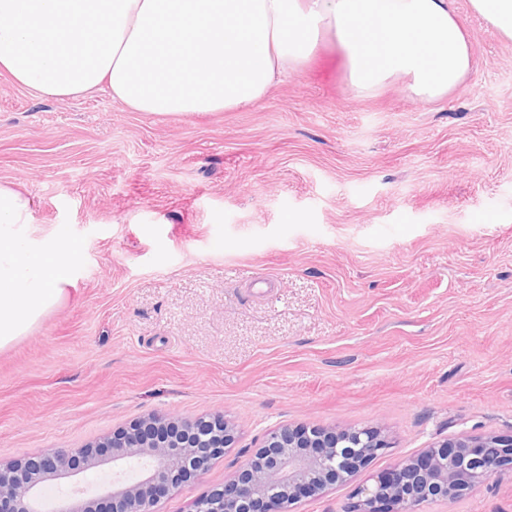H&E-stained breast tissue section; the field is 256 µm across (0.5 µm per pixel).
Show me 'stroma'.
I'll return each instance as SVG.
<instances>
[{"label":"stroma","mask_w":512,"mask_h":512,"mask_svg":"<svg viewBox=\"0 0 512 512\" xmlns=\"http://www.w3.org/2000/svg\"><path fill=\"white\" fill-rule=\"evenodd\" d=\"M474 66L427 103L349 89L325 43L251 108L135 112L0 73V182L77 246L64 302L0 350V461L156 414L238 442L188 512L280 425L382 426L394 446L297 512L431 443L512 433V41L453 0ZM422 512H512V472Z\"/></svg>","instance_id":"obj_1"}]
</instances>
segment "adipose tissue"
Wrapping results in <instances>:
<instances>
[{"label":"adipose tissue","mask_w":512,"mask_h":512,"mask_svg":"<svg viewBox=\"0 0 512 512\" xmlns=\"http://www.w3.org/2000/svg\"><path fill=\"white\" fill-rule=\"evenodd\" d=\"M358 95L401 84L432 101L473 67L452 0H0V71L45 98L107 88L137 112L252 106L323 42ZM32 200L0 183V349L66 297L65 244L30 248Z\"/></svg>","instance_id":"1"}]
</instances>
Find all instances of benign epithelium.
<instances>
[{
	"label": "benign epithelium",
	"mask_w": 512,
	"mask_h": 512,
	"mask_svg": "<svg viewBox=\"0 0 512 512\" xmlns=\"http://www.w3.org/2000/svg\"><path fill=\"white\" fill-rule=\"evenodd\" d=\"M235 442V428L222 416L140 419L97 444L108 449L106 461L114 466L136 462V475L116 471L112 480L97 482L89 498L88 489L76 486L50 512H158L170 487L197 478ZM390 447L378 426L286 424L265 436L223 488L195 499L190 512H294L302 500L354 475L341 449H354L359 470ZM102 461L87 448H45L34 458L0 465V512H45L47 477L64 482ZM506 468L512 470V434L447 437L358 487L350 512H421L430 497L453 501Z\"/></svg>",
	"instance_id": "7a95c632"
}]
</instances>
